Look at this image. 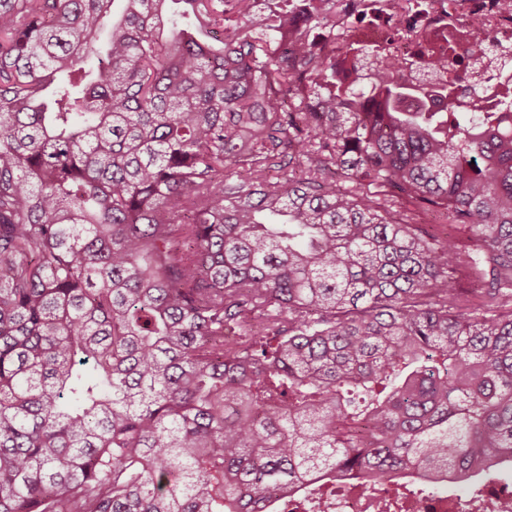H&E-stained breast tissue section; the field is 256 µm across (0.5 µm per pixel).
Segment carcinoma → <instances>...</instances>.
Masks as SVG:
<instances>
[{
  "instance_id": "obj_1",
  "label": "carcinoma",
  "mask_w": 512,
  "mask_h": 512,
  "mask_svg": "<svg viewBox=\"0 0 512 512\" xmlns=\"http://www.w3.org/2000/svg\"><path fill=\"white\" fill-rule=\"evenodd\" d=\"M115 2L0 0V512L481 491L512 466V112L360 68L339 0H304L318 40L291 0ZM418 222L422 224L423 227L428 229L429 232L438 234L440 236L450 235L457 241H461V245L467 248H471V243L467 240V234L465 233L462 226L458 225H447L442 222V220H438L436 216L429 212H421L418 217Z\"/></svg>"
}]
</instances>
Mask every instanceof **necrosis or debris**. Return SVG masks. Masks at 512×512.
<instances>
[{"label": "necrosis or debris", "mask_w": 512, "mask_h": 512, "mask_svg": "<svg viewBox=\"0 0 512 512\" xmlns=\"http://www.w3.org/2000/svg\"><path fill=\"white\" fill-rule=\"evenodd\" d=\"M336 22L360 27L379 65L395 63L400 80L408 83L421 82L420 53L441 33L461 48L474 33L488 41L487 53L459 68L461 85L470 89L499 86L504 61H512V0H414L410 8L403 0H340ZM403 512H512V495L500 493L491 480L479 496L460 495L445 485L427 508L409 500Z\"/></svg>", "instance_id": "4bbe7bcc"}]
</instances>
